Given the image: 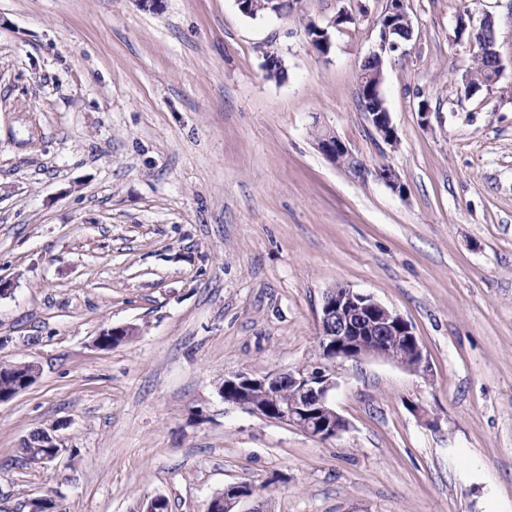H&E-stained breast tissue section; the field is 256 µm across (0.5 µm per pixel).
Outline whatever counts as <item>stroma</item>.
I'll list each match as a JSON object with an SVG mask.
<instances>
[{
	"instance_id": "stroma-1",
	"label": "stroma",
	"mask_w": 512,
	"mask_h": 512,
	"mask_svg": "<svg viewBox=\"0 0 512 512\" xmlns=\"http://www.w3.org/2000/svg\"><path fill=\"white\" fill-rule=\"evenodd\" d=\"M386 4L0 0V360L40 367L0 403V512H206L239 482L262 497L236 512H512V0H405L393 147L355 79ZM342 8L320 56L304 26ZM465 10L505 70L461 99ZM324 128L403 192L326 159ZM338 285L408 320L426 369L336 363L325 442L225 403L227 374L317 365ZM50 428L64 453L26 464ZM282 0H237L239 10L250 17L263 14H280L284 5Z\"/></svg>"
}]
</instances>
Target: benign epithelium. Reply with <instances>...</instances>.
I'll return each instance as SVG.
<instances>
[{
    "label": "benign epithelium",
    "instance_id": "benign-epithelium-1",
    "mask_svg": "<svg viewBox=\"0 0 512 512\" xmlns=\"http://www.w3.org/2000/svg\"><path fill=\"white\" fill-rule=\"evenodd\" d=\"M237 5L243 14L250 17L260 12L279 14L284 8L283 0H237ZM352 20V15L342 9L332 19L330 26L318 27V32L322 34L318 50L321 56H327L331 49L329 27ZM400 23L409 30L406 38H411L412 25L404 0H388V6L380 18L378 41L367 55L372 60L373 68L356 71L366 118L373 131L389 146L397 144L398 134L390 112L380 103L384 102L382 85L386 60L390 53L400 47V43L392 38ZM456 25L469 30L468 43L471 46H480L483 53L495 52L494 20L491 15H484L476 24L469 13L456 21ZM315 146L335 164L343 163L340 154L349 153L346 144L330 130L323 131ZM371 172L394 192H403L402 178L394 167L382 165L370 171L362 164L357 167L356 174L363 178ZM133 329V325L113 326L102 331L96 337L95 344L103 349L116 343V338L129 335ZM318 346L320 362L311 370L274 371L263 376L240 371L224 377L221 387L224 401L266 420L293 427L314 439L327 441L349 428L348 421L336 411L330 400V391L334 386L331 367L337 361L373 357L412 371L426 366L420 339L411 323L372 296L341 285L329 289L323 297L319 313ZM282 385L294 389L295 399L292 402L281 403L273 397L263 404L254 401L255 390L268 391ZM42 447L51 449V454L34 459L35 465L52 462L64 451L60 441L49 432L43 433ZM256 496L257 489L249 483L231 484L211 499L208 512H233L239 501Z\"/></svg>",
    "mask_w": 512,
    "mask_h": 512
}]
</instances>
